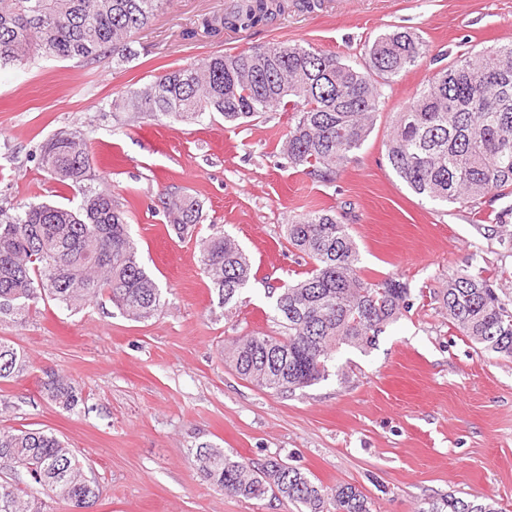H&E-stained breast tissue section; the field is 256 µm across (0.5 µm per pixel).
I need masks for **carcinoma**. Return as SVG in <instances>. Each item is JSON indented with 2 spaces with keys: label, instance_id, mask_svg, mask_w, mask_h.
<instances>
[{
  "label": "carcinoma",
  "instance_id": "cac0c4a2",
  "mask_svg": "<svg viewBox=\"0 0 512 512\" xmlns=\"http://www.w3.org/2000/svg\"><path fill=\"white\" fill-rule=\"evenodd\" d=\"M167 0H0V61L22 66L34 54L91 62L106 54L127 58L133 36ZM285 0H240L219 20L251 30L271 24ZM425 45L408 31L377 35L367 61H341L311 45L288 41L215 54L167 70L112 99L127 121L145 115L199 122L214 112L234 124L278 109L291 113L282 152L295 168L325 183L339 173L374 129L385 104L383 87L414 66ZM386 159L416 194L472 211L489 194H512V43L468 53L439 69L397 113ZM41 166L63 187L82 192L78 209L33 203L0 208V326L21 323L38 300L80 310L102 297L135 321L159 315L162 288L142 263L124 204L93 181L90 154L77 131H60L39 152ZM165 218L183 234L204 221L199 201L164 190ZM288 242L309 260L305 276L278 288L271 319L279 335H247L224 350V361L244 379L277 394L325 381L343 347L363 352L412 307L403 283L361 276L356 243L333 209L293 216ZM200 258L219 307L236 306L252 276L246 252L217 230ZM443 307L457 331L500 358L512 360V294L497 292L483 271L448 277ZM28 368L24 351L0 336V381ZM46 399L66 412L83 403L66 377L47 376ZM193 462L217 490L244 499L273 498L298 512H372L370 497L344 483L323 485L308 472L271 457L255 468L222 448L200 446ZM0 462L23 463L42 496L0 484V512H51L50 504L91 506L99 497L71 450L43 429L0 431ZM427 512H498L495 505L448 494Z\"/></svg>",
  "mask_w": 512,
  "mask_h": 512
}]
</instances>
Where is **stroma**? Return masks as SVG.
Returning <instances> with one entry per match:
<instances>
[{
	"label": "stroma",
	"mask_w": 512,
	"mask_h": 512,
	"mask_svg": "<svg viewBox=\"0 0 512 512\" xmlns=\"http://www.w3.org/2000/svg\"><path fill=\"white\" fill-rule=\"evenodd\" d=\"M226 7L168 0L122 62L38 57L0 68V207L77 206L80 195L59 189L37 152L59 131H81L94 187L124 203L166 299L146 322L106 300L72 312L45 300L25 323L0 329L29 360L26 373L0 382V429L44 428L64 440L100 488L91 512H297L215 490L192 462L202 445L254 464L278 456L328 487L356 485L374 512H425L451 492L512 512V360L462 336L441 301L449 275L468 265L512 290V253L488 233L498 223L512 231V195H488L477 214L436 204L414 194L385 158L397 112L435 70L512 42V0H321L311 10L289 6L257 33L207 34L203 19ZM398 29L419 35L427 52L385 87L373 132L332 184L280 154L289 113L238 126L216 113L195 124L124 125L109 107L113 96L210 55L288 41L360 63L368 41ZM169 186L203 208V223L180 238L162 213ZM320 208L348 224L363 276L400 280L413 306L373 349L338 350L328 380L277 395L242 379L224 348L240 336L276 334L268 290L307 269L285 226ZM216 226L255 273L228 312L199 262L200 243ZM52 372L81 389L80 412L45 400Z\"/></svg>",
	"instance_id": "obj_1"
}]
</instances>
